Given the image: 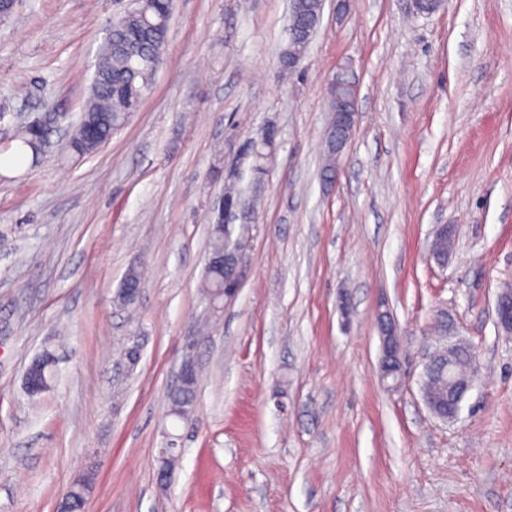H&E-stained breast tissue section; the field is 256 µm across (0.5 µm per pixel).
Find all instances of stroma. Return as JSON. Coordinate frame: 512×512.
Instances as JSON below:
<instances>
[{
    "mask_svg": "<svg viewBox=\"0 0 512 512\" xmlns=\"http://www.w3.org/2000/svg\"><path fill=\"white\" fill-rule=\"evenodd\" d=\"M122 8L18 0L0 23V512H56L87 471L84 512H512V336L494 312L512 283V0L428 15L325 0L287 79L290 0H174L152 84L111 140L77 160L61 128L12 163L22 121L80 112ZM344 65L356 124L329 179ZM228 184L260 203L241 288L215 309L202 285ZM440 224L456 231L444 263L429 251ZM382 312L404 352L393 390ZM458 342L477 371L446 423L421 376ZM45 352L57 378L32 397L24 372ZM187 359L180 420L169 395ZM195 399V378L179 386L170 395L171 415L177 419L186 418L192 411Z\"/></svg>",
    "mask_w": 512,
    "mask_h": 512,
    "instance_id": "obj_1",
    "label": "stroma"
}]
</instances>
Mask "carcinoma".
I'll return each mask as SVG.
<instances>
[{"instance_id":"carcinoma-1","label":"carcinoma","mask_w":512,"mask_h":512,"mask_svg":"<svg viewBox=\"0 0 512 512\" xmlns=\"http://www.w3.org/2000/svg\"><path fill=\"white\" fill-rule=\"evenodd\" d=\"M173 0H136L127 13L112 21V34L104 40L97 53L89 95L81 108L69 138L68 149L77 157L92 154L112 138L137 111L149 89L163 54L172 12ZM323 0H292L290 29L294 35L281 55L282 67L291 71L296 53L307 52L312 35L318 27ZM336 120H331L326 138L325 169L332 171L336 163L333 134ZM231 227L211 228L208 248L211 252L230 250L236 243L246 244L243 234ZM224 285V269L206 267L203 285L205 297H210ZM195 399V381L179 386L170 395L171 415L187 417ZM93 477L85 474L71 486L69 496L58 503L63 512H82L87 489Z\"/></svg>"}]
</instances>
